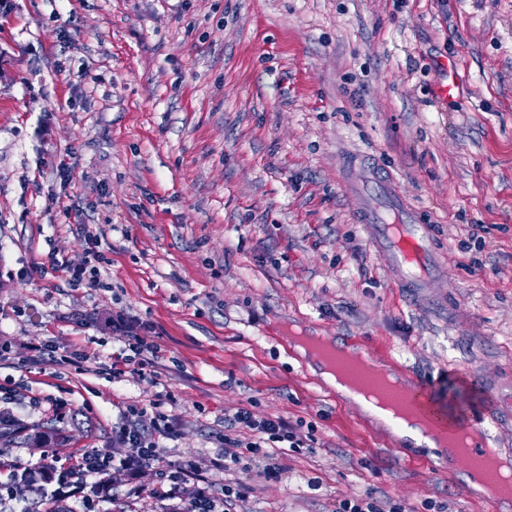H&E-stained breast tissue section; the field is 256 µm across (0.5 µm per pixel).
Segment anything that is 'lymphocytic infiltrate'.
Listing matches in <instances>:
<instances>
[{
  "instance_id": "lymphocytic-infiltrate-1",
  "label": "lymphocytic infiltrate",
  "mask_w": 512,
  "mask_h": 512,
  "mask_svg": "<svg viewBox=\"0 0 512 512\" xmlns=\"http://www.w3.org/2000/svg\"><path fill=\"white\" fill-rule=\"evenodd\" d=\"M149 326L135 328L124 313L112 318V333L124 344L123 352L112 359L111 376L120 378L126 371L158 380L163 367L159 362L161 346L151 339ZM96 356L79 343L63 348L34 346L30 362L52 370L73 367L84 374ZM170 394H158L152 405L130 404L123 409L112 427V447L105 450L89 448L75 454L69 462H61L50 450H43L38 460L29 465L10 464L0 473V512H97L100 503L117 494L107 485L104 474L122 471L136 476L145 469H155L157 481L145 493L157 502H177L176 512H233L234 504L245 498L247 491L237 484L224 487L223 496L212 494L202 485L195 462H166L160 452L162 439L176 436L178 419L163 412ZM292 450H314L315 438H301L285 418L259 417L241 408L224 418V455L214 458V467H221L223 458H231L244 448L262 464L268 479H279L278 444Z\"/></svg>"
}]
</instances>
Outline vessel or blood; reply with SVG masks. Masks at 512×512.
Wrapping results in <instances>:
<instances>
[{
    "label": "vessel or blood",
    "instance_id": "b4317fda",
    "mask_svg": "<svg viewBox=\"0 0 512 512\" xmlns=\"http://www.w3.org/2000/svg\"><path fill=\"white\" fill-rule=\"evenodd\" d=\"M350 190L361 200L357 223L365 225L373 246L392 258L393 283L403 293L414 296L427 287L441 270L434 247L431 227L422 222L418 211L401 195L394 179L365 169L360 181L350 183ZM410 402L438 425L482 431L484 424L495 422L497 409L484 406L472 415L452 418L447 396L414 382Z\"/></svg>",
    "mask_w": 512,
    "mask_h": 512
}]
</instances>
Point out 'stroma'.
Returning a JSON list of instances; mask_svg holds the SVG:
<instances>
[{
	"label": "stroma",
	"instance_id": "35a3bbf8",
	"mask_svg": "<svg viewBox=\"0 0 512 512\" xmlns=\"http://www.w3.org/2000/svg\"><path fill=\"white\" fill-rule=\"evenodd\" d=\"M367 165L433 226L444 271L421 304L354 221L343 181ZM85 224L105 287L26 277L53 253L82 263ZM119 311L162 346L180 418L163 456L196 461L213 492L248 487L237 512H332L369 489L410 512H512L279 342L359 337L463 406L469 371L512 453V0H0V389L32 425L49 413L33 396L89 408L61 459L111 447L123 406L156 393L108 374ZM76 338L95 371L18 364ZM240 408L287 418L316 452L281 451L277 480L246 458L213 467Z\"/></svg>",
	"mask_w": 512,
	"mask_h": 512
}]
</instances>
